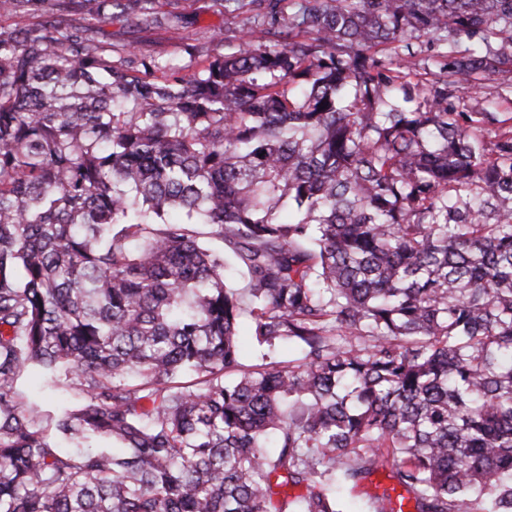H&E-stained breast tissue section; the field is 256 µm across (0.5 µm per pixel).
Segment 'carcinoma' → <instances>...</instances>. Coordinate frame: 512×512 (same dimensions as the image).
<instances>
[{
	"label": "carcinoma",
	"mask_w": 512,
	"mask_h": 512,
	"mask_svg": "<svg viewBox=\"0 0 512 512\" xmlns=\"http://www.w3.org/2000/svg\"><path fill=\"white\" fill-rule=\"evenodd\" d=\"M249 5L181 65L102 28L155 0H0V512H512V114L454 104L512 0ZM238 342L244 364L255 365L270 361L269 359H262V354L265 350L258 345L255 336H253V328L249 322H243L239 325ZM20 392L31 400L38 401L50 412H57L62 406L69 405V396L60 390L49 392L40 376L25 374L19 381ZM390 474V469H381L372 475L369 481H365L363 485L355 489V491L351 494L344 493L346 499L349 502V505L353 511H371L367 504V497L364 495L365 492L373 493L377 489L376 485L380 486L379 492L383 486H389L392 481L388 478Z\"/></svg>",
	"instance_id": "carcinoma-1"
}]
</instances>
